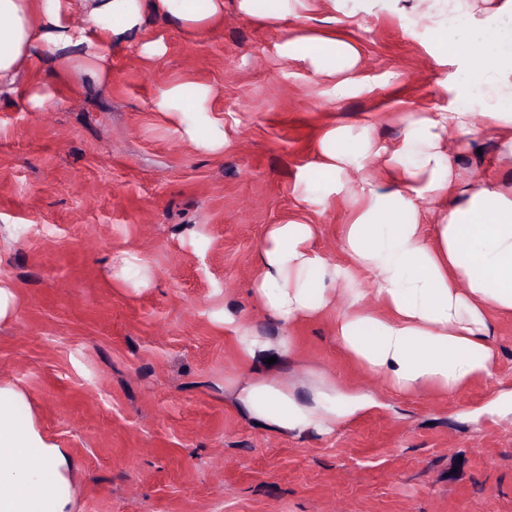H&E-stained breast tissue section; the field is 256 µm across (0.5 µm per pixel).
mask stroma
<instances>
[{
    "label": "stroma",
    "instance_id": "obj_1",
    "mask_svg": "<svg viewBox=\"0 0 512 512\" xmlns=\"http://www.w3.org/2000/svg\"><path fill=\"white\" fill-rule=\"evenodd\" d=\"M412 17L292 0L270 25L224 0L189 31L149 8L139 39H162V56L113 43L96 82L49 53L0 90V282L16 296L0 381L24 389V411L69 454L74 512H512V315L490 317L493 376L404 395L344 357L335 311L288 328L251 297L269 225H320V248L344 257V196L322 206L302 192L328 129L366 127L391 150L409 114L455 107L444 88L471 66L442 60ZM296 35L355 44L364 90L337 96L281 56ZM176 85L210 89L222 151L159 110ZM448 154L466 183L512 182V146L493 129ZM129 255L145 284L114 278ZM224 310L270 343L294 337L273 371L297 397L329 379L375 408L326 436L255 424L235 396L256 370L225 337Z\"/></svg>",
    "mask_w": 512,
    "mask_h": 512
}]
</instances>
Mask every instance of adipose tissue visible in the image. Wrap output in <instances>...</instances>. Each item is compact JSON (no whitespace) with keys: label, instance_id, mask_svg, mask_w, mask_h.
Here are the masks:
<instances>
[{"label":"adipose tissue","instance_id":"1","mask_svg":"<svg viewBox=\"0 0 512 512\" xmlns=\"http://www.w3.org/2000/svg\"><path fill=\"white\" fill-rule=\"evenodd\" d=\"M414 2L443 51L472 63L475 83L461 87L452 112L410 115L382 174L372 166L378 149L370 130L355 136L341 127L329 130L307 181L313 200L349 198L354 218L341 231L347 260L330 261L318 248V225H270L258 246L251 295L285 326L337 308L335 334L350 361L400 393H452L492 376L499 353L489 316L512 314V185H462L445 145L487 123L512 130V34L487 24L463 36L470 0ZM153 7L199 29L224 2L206 0L198 10L191 0H155ZM75 13L82 25H74ZM143 14L144 0H0V86L12 84L22 65L38 66L44 54L69 48L103 80L104 51L113 37L135 38ZM283 49L317 74L337 76L336 93L346 94V74L359 58L355 45L300 36ZM209 96L202 89L187 113L173 87L160 109L190 135L204 119L210 133L197 145L216 152L226 137L207 115ZM448 196L452 204L437 212L431 237H424L420 201ZM340 282L347 286L341 307L335 296ZM369 296L376 308L365 306ZM25 399L21 387L0 384V512H72L71 459L21 414ZM236 405L272 430L319 435L364 408L356 398L339 402L325 392L301 403L287 384L266 376L241 387Z\"/></svg>","mask_w":512,"mask_h":512}]
</instances>
